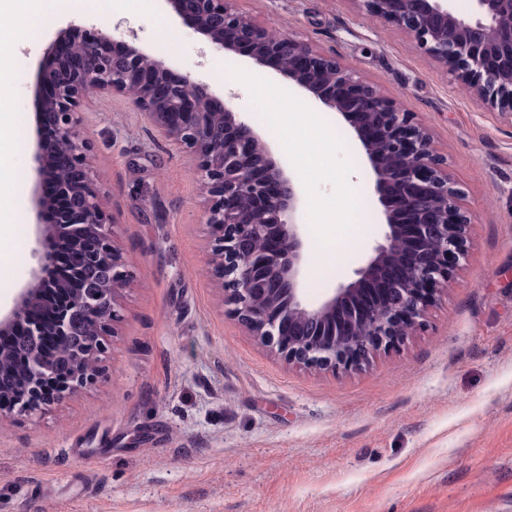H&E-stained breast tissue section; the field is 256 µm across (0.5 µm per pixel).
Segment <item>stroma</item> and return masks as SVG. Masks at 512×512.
<instances>
[{
    "instance_id": "35a3bbf8",
    "label": "stroma",
    "mask_w": 512,
    "mask_h": 512,
    "mask_svg": "<svg viewBox=\"0 0 512 512\" xmlns=\"http://www.w3.org/2000/svg\"><path fill=\"white\" fill-rule=\"evenodd\" d=\"M234 11L334 56L432 132L464 193L466 251L423 326L357 370L288 364L232 315L212 271L208 195L189 152L120 96L80 107L89 173L129 272L97 381L33 418L0 414V512H512V124L484 108L398 27L358 0H227ZM44 0H0L17 35L0 54V110L20 137L11 156L21 215L0 214L15 247L0 280L8 310L37 260L34 76L46 37L69 21L111 32L176 76L233 89L254 113L249 57L208 44L137 0L42 21ZM282 104L305 102L332 130L325 167L271 141L305 207L325 225L366 205L370 223L339 268L308 249L303 295L320 301L355 277L382 240V207L349 128L265 68Z\"/></svg>"
}]
</instances>
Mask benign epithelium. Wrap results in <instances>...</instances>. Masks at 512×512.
I'll list each match as a JSON object with an SVG mask.
<instances>
[{"label":"benign epithelium","instance_id":"7a95c632","mask_svg":"<svg viewBox=\"0 0 512 512\" xmlns=\"http://www.w3.org/2000/svg\"><path fill=\"white\" fill-rule=\"evenodd\" d=\"M184 24L226 53L251 47L249 58L273 65L311 98L336 111L359 142L382 206L383 241L356 278L309 305L302 276L307 242L302 197L293 173L272 156L270 143L240 112L235 94L220 104L209 85L168 68L141 49L109 53L112 34L71 23L48 39L37 70L36 123L54 130V145L36 141L32 200L37 216L50 210L49 186L69 209L37 225L44 247L61 230L76 247L79 274L99 280L91 294L73 295L51 330L32 317L44 288H60L44 249L13 308L0 315V336L19 324L27 333L0 351V373L18 383L11 416L29 417L74 395L98 378L118 292L129 272L115 254L110 219L86 170L87 146L77 109L93 96L128 98L146 120L183 144L210 196L206 223L216 234V272L224 301L252 335L288 363L306 368L356 367L381 348L400 343L423 324L433 293L448 285L450 265L464 254L470 219L463 192L432 149L430 130L381 95L354 69L290 35H274L225 0H163ZM366 16L408 34L475 100L512 120V0H471L465 18L453 0H361ZM58 337L48 352L41 336Z\"/></svg>","mask_w":512,"mask_h":512}]
</instances>
